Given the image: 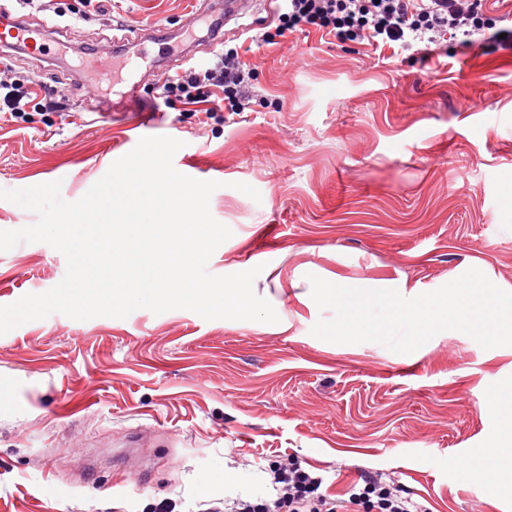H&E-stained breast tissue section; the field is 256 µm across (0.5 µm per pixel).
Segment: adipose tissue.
Segmentation results:
<instances>
[{
    "label": "adipose tissue",
    "mask_w": 512,
    "mask_h": 512,
    "mask_svg": "<svg viewBox=\"0 0 512 512\" xmlns=\"http://www.w3.org/2000/svg\"><path fill=\"white\" fill-rule=\"evenodd\" d=\"M490 404L501 420L499 438L494 448L482 449L473 461L463 464L465 479L493 476L496 482L512 485V382L496 390Z\"/></svg>",
    "instance_id": "ef3b65f1"
}]
</instances>
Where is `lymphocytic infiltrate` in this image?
<instances>
[{"mask_svg":"<svg viewBox=\"0 0 512 512\" xmlns=\"http://www.w3.org/2000/svg\"><path fill=\"white\" fill-rule=\"evenodd\" d=\"M278 18L276 34L280 37L306 26L342 42L367 40L405 48L415 41L436 44L452 34L465 48L479 38L512 50V26L502 32L494 30L486 0H281ZM248 77L237 49L231 48L167 80L162 95L185 105L206 102L214 112H241ZM67 106V97L59 95L54 86L44 87L37 96L30 86L0 77V112L17 118L30 108L62 112ZM272 485L273 497L239 498L226 512H346L349 504L360 503L372 493L378 497V512H411V499L375 490L369 483L351 492L348 500L331 498L322 490V477L295 466L275 470Z\"/></svg>","mask_w":512,"mask_h":512,"instance_id":"f902f5d3","label":"lymphocytic infiltrate"}]
</instances>
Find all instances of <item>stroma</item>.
<instances>
[{"label": "stroma", "instance_id": "1", "mask_svg": "<svg viewBox=\"0 0 512 512\" xmlns=\"http://www.w3.org/2000/svg\"><path fill=\"white\" fill-rule=\"evenodd\" d=\"M42 0L60 58L0 46V73L60 82L65 112H0V188L60 180L74 202L134 144L123 118L95 119L134 94L160 116L139 136L183 146L177 171L219 182L212 216L231 237L207 270L260 267L259 288L288 319L282 332L175 309L86 321L55 313L0 335V512H219L225 499L272 495L295 463L344 498L369 477L422 512H512L458 466L491 447L493 390L512 380V348L437 336L422 350L335 344L311 335L309 276L439 288L471 268L512 289V52L341 42L310 28L267 42L277 4L248 0L223 23L251 69L245 111L189 112L159 88L187 64L170 54L188 0H112V12L65 32ZM154 22L162 35L120 79L92 81L81 46ZM257 189L253 200L239 184ZM64 256L22 242L0 252V305L56 286Z\"/></svg>", "mask_w": 512, "mask_h": 512}]
</instances>
